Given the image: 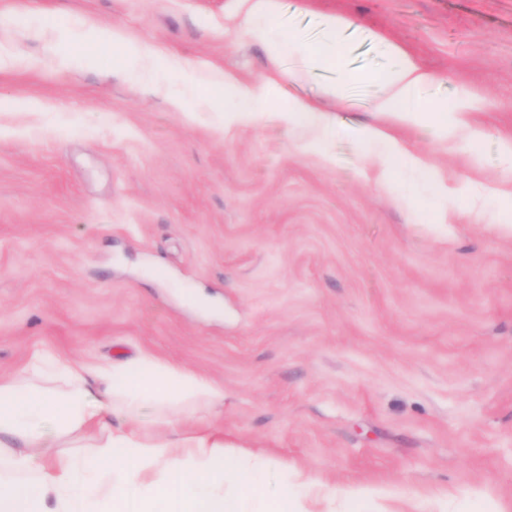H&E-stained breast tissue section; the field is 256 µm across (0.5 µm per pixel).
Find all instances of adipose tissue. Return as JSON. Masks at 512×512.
I'll use <instances>...</instances> for the list:
<instances>
[{
	"instance_id": "obj_1",
	"label": "adipose tissue",
	"mask_w": 512,
	"mask_h": 512,
	"mask_svg": "<svg viewBox=\"0 0 512 512\" xmlns=\"http://www.w3.org/2000/svg\"><path fill=\"white\" fill-rule=\"evenodd\" d=\"M273 0H252L247 33L271 61L289 53L290 40L273 36ZM323 42L307 54L308 72L325 71L345 46L350 20L328 15L320 22ZM91 42L112 46L127 61L158 57L155 46L130 39L119 28L90 32ZM379 73L355 74L372 84L371 109L443 139L472 143L471 98L460 91L451 100L434 99L428 110L415 102L434 77L398 47ZM226 103L225 124H250L259 116L253 101L260 88L232 73L217 79ZM279 116L287 131H313L308 148L322 149L340 126L315 101L283 92ZM367 146L379 147L377 183L386 184L405 165L426 174L423 162L391 129L353 128ZM35 368L49 365L67 385L59 396L25 379L0 380V512H308L301 488L289 484L288 468L272 457L227 453L222 430L185 433L183 414L207 416L224 404V390L196 373L163 365L147 356L89 369L49 354H35ZM167 423L168 434L134 430L145 410Z\"/></svg>"
}]
</instances>
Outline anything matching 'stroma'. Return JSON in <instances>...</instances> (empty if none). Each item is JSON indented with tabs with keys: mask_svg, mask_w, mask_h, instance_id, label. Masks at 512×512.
I'll return each mask as SVG.
<instances>
[{
	"mask_svg": "<svg viewBox=\"0 0 512 512\" xmlns=\"http://www.w3.org/2000/svg\"><path fill=\"white\" fill-rule=\"evenodd\" d=\"M247 0H0V376L33 353L93 365L148 356L224 389L225 445L272 456L325 488L384 492L381 512H512V0H275L277 36L306 48L319 21L353 22L342 64L387 66L395 44L470 91L467 150L395 133L451 188L486 191L441 209L403 170L343 137L332 160L275 113L225 126L211 76L261 84L272 65L245 30ZM91 25L117 26L194 68L79 60ZM155 85L146 93V85ZM294 91L349 125H384L373 88L343 100ZM185 94L188 111L170 104ZM413 198L408 213L405 198Z\"/></svg>",
	"mask_w": 512,
	"mask_h": 512,
	"instance_id": "obj_1",
	"label": "stroma"
}]
</instances>
